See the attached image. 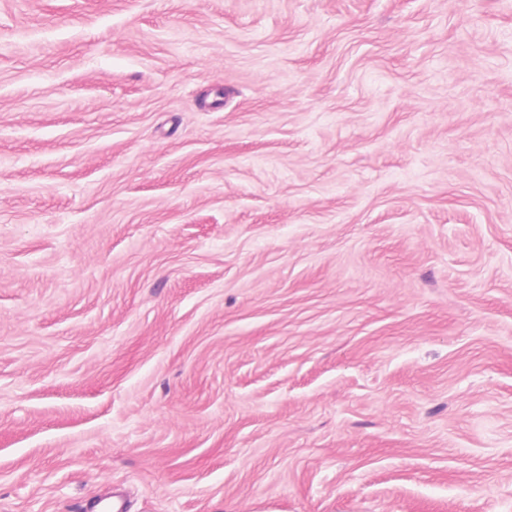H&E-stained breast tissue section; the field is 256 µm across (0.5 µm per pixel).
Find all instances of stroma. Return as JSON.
Here are the masks:
<instances>
[{
  "label": "stroma",
  "mask_w": 512,
  "mask_h": 512,
  "mask_svg": "<svg viewBox=\"0 0 512 512\" xmlns=\"http://www.w3.org/2000/svg\"><path fill=\"white\" fill-rule=\"evenodd\" d=\"M512 512V0H0V512Z\"/></svg>",
  "instance_id": "obj_1"
}]
</instances>
